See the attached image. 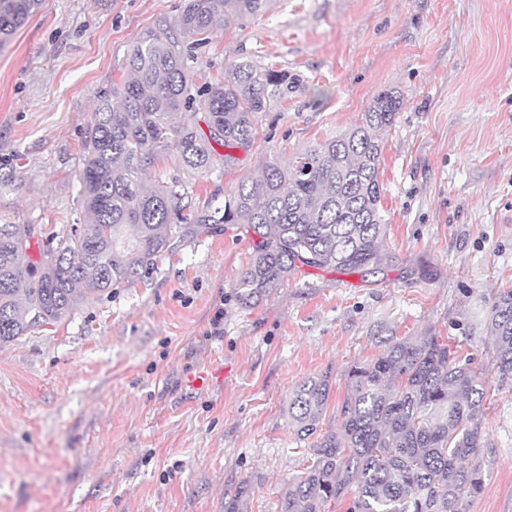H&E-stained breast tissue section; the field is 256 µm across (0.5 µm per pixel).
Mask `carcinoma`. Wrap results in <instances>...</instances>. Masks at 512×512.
<instances>
[{
	"mask_svg": "<svg viewBox=\"0 0 512 512\" xmlns=\"http://www.w3.org/2000/svg\"><path fill=\"white\" fill-rule=\"evenodd\" d=\"M267 2L184 0L176 28L158 24L133 42L128 76L99 92L86 131L79 231L49 234L35 256L32 225L0 224L1 345L58 323L88 295L143 279L171 250L175 229L187 236L243 224L258 237L234 283L236 299L249 307L301 266L350 274L386 263L377 132L400 108L393 91L378 95L343 134L286 164L269 162L219 205L196 206L188 182L177 177L143 179L170 148L190 175L233 165L231 151L251 146L258 115L297 91L296 75L252 59L221 79L195 83L189 62L196 50ZM42 4L0 0V47ZM176 112L178 125L171 122ZM489 327L496 369L512 376V288L500 289ZM346 381L336 428L321 429L328 375L307 377L289 397L288 426L310 443L311 465L283 484L278 512H326L336 502L346 512H463V490L482 487L484 372L441 337L422 336L352 365Z\"/></svg>",
	"mask_w": 512,
	"mask_h": 512,
	"instance_id": "1",
	"label": "carcinoma"
}]
</instances>
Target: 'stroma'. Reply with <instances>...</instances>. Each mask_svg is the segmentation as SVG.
<instances>
[{
  "label": "stroma",
  "mask_w": 512,
  "mask_h": 512,
  "mask_svg": "<svg viewBox=\"0 0 512 512\" xmlns=\"http://www.w3.org/2000/svg\"><path fill=\"white\" fill-rule=\"evenodd\" d=\"M181 2L44 0L0 47V172L23 176L0 191V220L47 233L79 221L98 92ZM198 57L301 79L234 166L191 178L199 207L400 93L380 133L390 260L366 277L301 267L247 308L233 283L256 237L220 224L173 237L149 278L0 345V512H224L244 483L241 512H277L306 465L285 414L296 386L329 375L322 425L337 427L353 363L431 334L486 369L483 484L465 512H512V378L488 355L491 308L512 287V0H269ZM215 363L223 378L184 396L185 377Z\"/></svg>",
  "instance_id": "35a3bbf8"
}]
</instances>
